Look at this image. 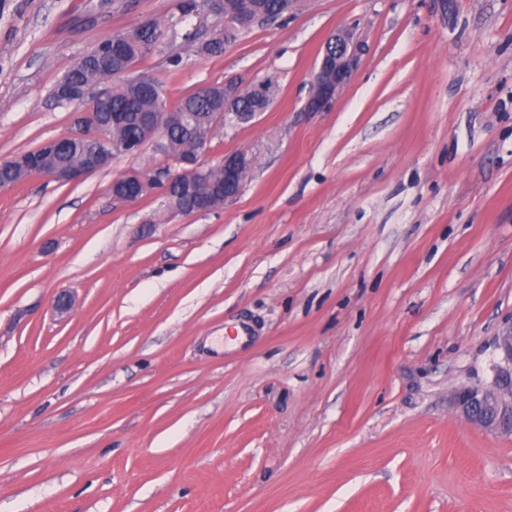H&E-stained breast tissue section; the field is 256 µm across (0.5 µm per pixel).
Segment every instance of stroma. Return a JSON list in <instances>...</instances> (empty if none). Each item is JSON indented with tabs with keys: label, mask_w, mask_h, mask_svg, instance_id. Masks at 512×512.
Instances as JSON below:
<instances>
[{
	"label": "stroma",
	"mask_w": 512,
	"mask_h": 512,
	"mask_svg": "<svg viewBox=\"0 0 512 512\" xmlns=\"http://www.w3.org/2000/svg\"><path fill=\"white\" fill-rule=\"evenodd\" d=\"M178 3L0 0V161L68 134L55 85L146 22L131 74L167 103L276 86L212 137L205 166L255 159L214 210L113 198L178 172L150 142L0 191V512H512V438L448 406L512 327V0H299L218 56L220 9ZM343 27L366 53L306 111Z\"/></svg>",
	"instance_id": "stroma-1"
}]
</instances>
